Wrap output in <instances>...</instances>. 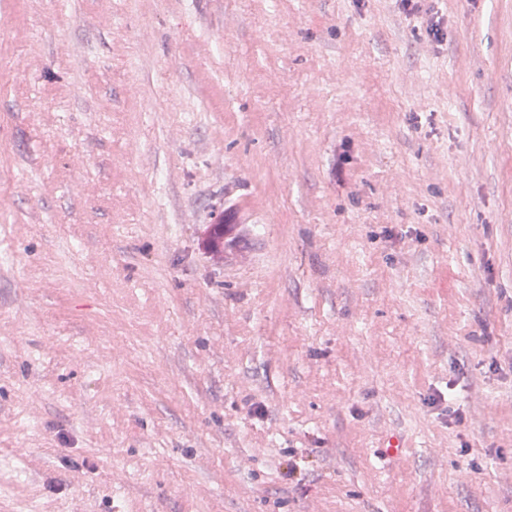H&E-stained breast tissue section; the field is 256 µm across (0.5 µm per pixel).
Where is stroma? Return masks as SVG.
Instances as JSON below:
<instances>
[{"instance_id": "35a3bbf8", "label": "stroma", "mask_w": 512, "mask_h": 512, "mask_svg": "<svg viewBox=\"0 0 512 512\" xmlns=\"http://www.w3.org/2000/svg\"><path fill=\"white\" fill-rule=\"evenodd\" d=\"M0 512H512V0H0ZM231 224H213L209 235L204 244L206 250L214 257L220 258L224 255V247L226 241L229 239L228 235L231 231Z\"/></svg>"}]
</instances>
